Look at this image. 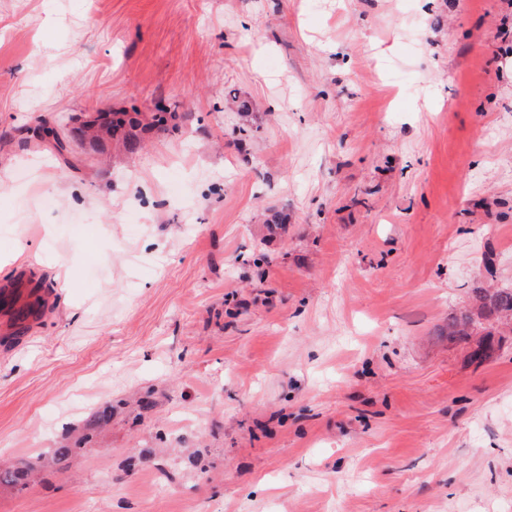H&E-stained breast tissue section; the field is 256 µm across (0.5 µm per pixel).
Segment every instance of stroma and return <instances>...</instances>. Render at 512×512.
Masks as SVG:
<instances>
[{"mask_svg": "<svg viewBox=\"0 0 512 512\" xmlns=\"http://www.w3.org/2000/svg\"><path fill=\"white\" fill-rule=\"evenodd\" d=\"M512 0H0V512H512ZM166 130L77 167L99 111ZM110 411L94 429V414ZM71 448L66 462L53 458ZM473 303L476 305L475 311H468L466 308L458 314L448 319V325L442 330V335L448 336L449 340L463 339L470 340L472 336H480L475 341V347L471 352L473 361L482 363L488 359L494 352V334L492 332L482 331L483 323L479 324L480 331L477 335H472L476 318L489 321L492 319L510 320L512 323V289L499 288L489 290L481 286L472 288Z\"/></svg>", "mask_w": 512, "mask_h": 512, "instance_id": "obj_1", "label": "stroma"}]
</instances>
